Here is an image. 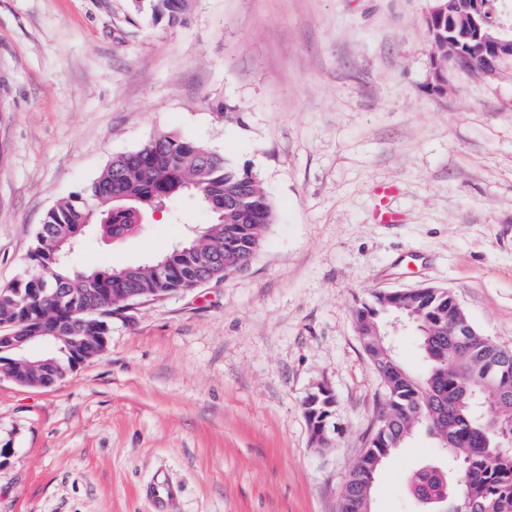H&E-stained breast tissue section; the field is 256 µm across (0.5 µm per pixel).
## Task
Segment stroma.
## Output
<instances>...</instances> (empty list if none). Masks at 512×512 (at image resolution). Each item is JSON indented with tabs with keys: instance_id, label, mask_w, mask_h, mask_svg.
<instances>
[{
	"instance_id": "obj_1",
	"label": "stroma",
	"mask_w": 512,
	"mask_h": 512,
	"mask_svg": "<svg viewBox=\"0 0 512 512\" xmlns=\"http://www.w3.org/2000/svg\"><path fill=\"white\" fill-rule=\"evenodd\" d=\"M433 0H0V286L46 212L157 133L258 172L277 221L244 271L114 315L106 351L47 388L0 378V512H339L384 393L355 327L371 293L449 289L512 346V65L428 88ZM239 112L236 122L223 111ZM399 188L398 224L373 188ZM210 213L190 197L75 262H148ZM327 386L331 441L303 409ZM388 457L374 512H416ZM194 2V0H131L137 14L150 15L155 21L166 20L171 25L180 22L189 14ZM397 188L391 185L380 186L375 190L378 200L375 220L378 224H394L399 222L400 216L389 206L391 197L396 195Z\"/></svg>"
}]
</instances>
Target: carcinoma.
Instances as JSON below:
<instances>
[{
  "label": "carcinoma",
  "mask_w": 512,
  "mask_h": 512,
  "mask_svg": "<svg viewBox=\"0 0 512 512\" xmlns=\"http://www.w3.org/2000/svg\"><path fill=\"white\" fill-rule=\"evenodd\" d=\"M136 13L173 25L189 14L194 0H131ZM430 63H438L429 89H448V22L431 30ZM115 158L86 185L46 214L28 254L31 272L0 287V321L13 329L52 308L67 342L57 343L48 359L59 362L64 376L103 350L112 326L82 323L71 305L131 286L146 293L169 294L208 275L215 250L238 260H253L265 234L276 223V210L259 174L240 167L208 146L170 134L156 135ZM193 195L211 211L214 221L196 229L187 244L162 257L165 273L154 262L132 266L129 283L119 282L126 267L76 269L71 257H59L83 224L102 237L135 231L131 209L154 211L168 202ZM411 316L424 370L411 372L383 335V324L394 312ZM362 348L380 377L384 394L377 425L367 448L357 458L346 483L339 512H371L373 482L386 459L418 431L437 432L439 459L407 478L406 490L419 512H440L469 502L470 512L494 504L512 512V446L486 432L492 421L512 426V348L480 333L450 290L375 292L356 310ZM304 409L317 442L328 445L332 400L316 394ZM468 477L460 486L459 480Z\"/></svg>",
  "instance_id": "obj_1"
}]
</instances>
